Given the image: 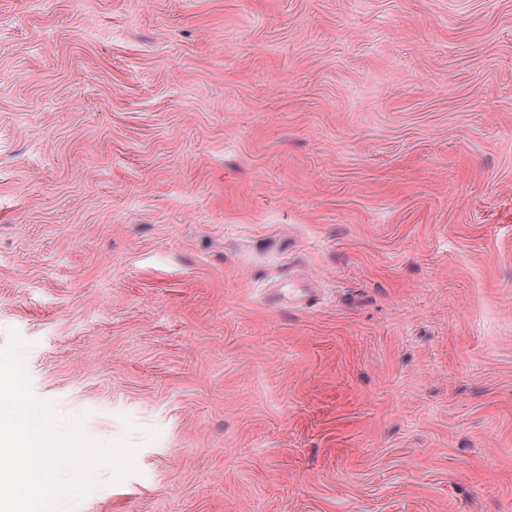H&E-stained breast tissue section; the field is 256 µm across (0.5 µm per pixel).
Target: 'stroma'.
Wrapping results in <instances>:
<instances>
[{
  "label": "stroma",
  "instance_id": "35a3bbf8",
  "mask_svg": "<svg viewBox=\"0 0 512 512\" xmlns=\"http://www.w3.org/2000/svg\"><path fill=\"white\" fill-rule=\"evenodd\" d=\"M12 329L61 512H512V0H0Z\"/></svg>",
  "mask_w": 512,
  "mask_h": 512
}]
</instances>
